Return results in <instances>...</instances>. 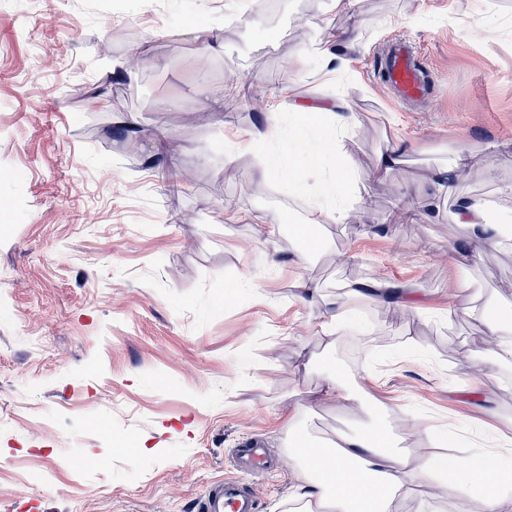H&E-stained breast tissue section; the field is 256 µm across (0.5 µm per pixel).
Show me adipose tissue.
Masks as SVG:
<instances>
[{"label":"adipose tissue","mask_w":512,"mask_h":512,"mask_svg":"<svg viewBox=\"0 0 512 512\" xmlns=\"http://www.w3.org/2000/svg\"><path fill=\"white\" fill-rule=\"evenodd\" d=\"M361 47L360 36L320 35L310 40L297 66L314 59L326 76L346 71L352 55ZM289 109L297 120L319 119L332 130L335 138L320 147V154H333L336 166L325 180L320 195L311 201L309 221L313 224H343L350 220V200L356 192L357 178L344 162V139L356 119L340 99L324 102L297 101ZM454 221L471 230L469 242L453 251L457 266L467 267L473 256L485 246L503 245L499 225L490 223L486 204L479 199L463 201ZM390 285L383 280L371 283L344 279L336 283V302L322 313L320 333L335 336L343 323L353 316L358 304L369 301L387 306L417 309L415 289H402L399 299H392ZM297 411H289L285 427L295 438L286 462L298 478L295 501L301 512H389L395 499L413 495L444 497L449 485L466 496L480 497L483 512H512V495L498 490L506 480V450L512 440L504 438L497 449L472 454L463 452L440 455L421 448L408 447L417 431L412 414H400L398 421H377L364 431L337 432L330 439L328 457H321L319 443L307 438L297 427Z\"/></svg>","instance_id":"ef3b65f1"}]
</instances>
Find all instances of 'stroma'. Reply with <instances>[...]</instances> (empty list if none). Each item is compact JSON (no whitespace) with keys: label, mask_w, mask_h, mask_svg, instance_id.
<instances>
[{"label":"stroma","mask_w":512,"mask_h":512,"mask_svg":"<svg viewBox=\"0 0 512 512\" xmlns=\"http://www.w3.org/2000/svg\"><path fill=\"white\" fill-rule=\"evenodd\" d=\"M0 0V512H203L209 486L233 477L234 449L256 442L282 467L243 474L262 512H285L297 478L284 467L289 407L313 437L366 429L367 412L309 405L332 373L367 403L406 409L457 436L512 438V362L480 376L471 358L487 327L448 309L468 278L477 303L512 311V247L486 248L462 272L450 249L466 229L460 200L483 199L512 225V0ZM211 28L220 53L198 68ZM358 30L351 71L326 80L294 66L310 38ZM410 42L425 95L398 100L379 79L394 39ZM146 64L116 77L131 49ZM342 95L360 177L345 224H316L295 267L293 227L319 192L295 154L282 180L253 174L243 135L260 102L282 108V139H328L298 123L296 99ZM411 145L384 186L371 172L394 134ZM459 162L452 195L426 206L420 176ZM279 216L274 237L262 217ZM278 249L285 264L271 268ZM386 279L420 291V311L361 303L373 339L317 336L321 306L297 282ZM145 443L148 452L136 451ZM392 512H483L449 491Z\"/></svg>","instance_id":"stroma-1"}]
</instances>
